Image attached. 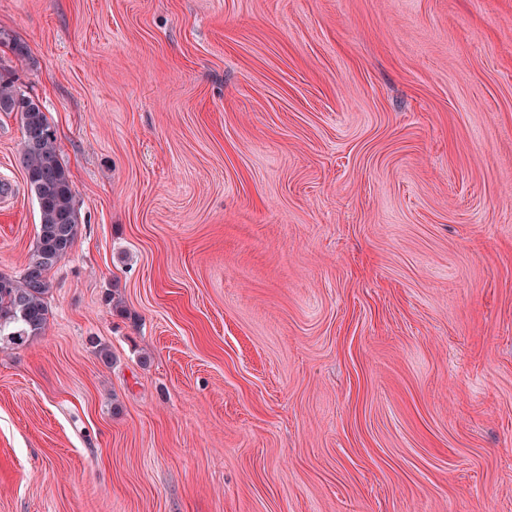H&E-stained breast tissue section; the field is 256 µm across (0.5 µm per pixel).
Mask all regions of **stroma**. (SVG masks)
<instances>
[{
  "label": "stroma",
  "mask_w": 512,
  "mask_h": 512,
  "mask_svg": "<svg viewBox=\"0 0 512 512\" xmlns=\"http://www.w3.org/2000/svg\"><path fill=\"white\" fill-rule=\"evenodd\" d=\"M0 75L79 214L0 512H512V0H0Z\"/></svg>",
  "instance_id": "1"
}]
</instances>
